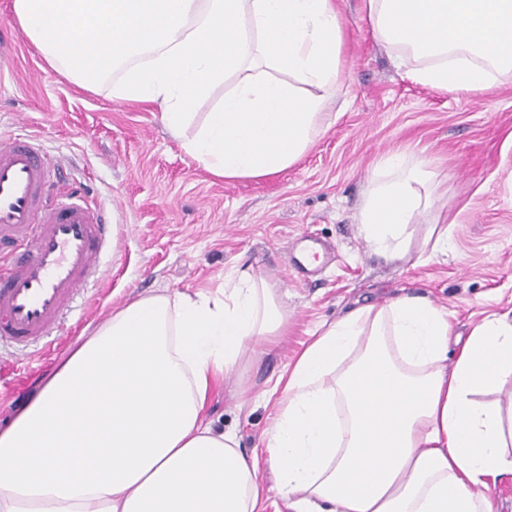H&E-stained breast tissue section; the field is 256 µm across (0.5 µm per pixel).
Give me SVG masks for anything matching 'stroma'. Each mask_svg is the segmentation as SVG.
Wrapping results in <instances>:
<instances>
[{"label": "stroma", "mask_w": 512, "mask_h": 512, "mask_svg": "<svg viewBox=\"0 0 512 512\" xmlns=\"http://www.w3.org/2000/svg\"><path fill=\"white\" fill-rule=\"evenodd\" d=\"M346 42L342 84L328 94L329 128L294 165L271 177L224 181L200 167L153 104L113 99L109 84L87 91L51 70L0 0V136L24 120L70 161L63 173L115 225L120 247L98 271L97 290L78 299L61 335L17 369L0 347V423L59 360L140 295L217 292L225 276L252 269L288 312L285 343L248 367L256 389L295 359L322 323L397 296L444 307L453 336L512 309V73L493 90L440 91L407 78L379 43L363 0H337ZM425 158L439 174L431 208L411 225L408 253L392 259L365 241L359 210L378 160ZM448 249L426 248L429 224ZM331 246L312 273L289 261L304 238ZM273 406L216 389L208 419L237 430L245 451L261 448Z\"/></svg>", "instance_id": "35a3bbf8"}]
</instances>
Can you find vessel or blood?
<instances>
[{
  "label": "vessel or blood",
  "instance_id": "1",
  "mask_svg": "<svg viewBox=\"0 0 512 512\" xmlns=\"http://www.w3.org/2000/svg\"><path fill=\"white\" fill-rule=\"evenodd\" d=\"M41 141L25 127L0 139V342L48 343L95 281L112 227L85 196L52 187Z\"/></svg>",
  "mask_w": 512,
  "mask_h": 512
}]
</instances>
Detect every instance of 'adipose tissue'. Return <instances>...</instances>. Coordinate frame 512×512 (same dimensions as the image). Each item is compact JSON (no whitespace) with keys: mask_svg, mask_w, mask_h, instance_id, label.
Returning <instances> with one entry per match:
<instances>
[{"mask_svg":"<svg viewBox=\"0 0 512 512\" xmlns=\"http://www.w3.org/2000/svg\"><path fill=\"white\" fill-rule=\"evenodd\" d=\"M412 81L493 88L512 71V0H364ZM22 33L78 85L151 103L174 133L235 83L185 152L227 181L276 175L323 129L344 43L333 0H13ZM423 159H381L359 211L370 246L405 256L431 205ZM288 314L242 271L221 295L135 298L0 426V512H263L261 462L289 512H494L512 426L486 397L512 385V310L482 319L456 359L448 313L403 295L320 325L262 392L278 416L260 455L205 420L227 378L279 344Z\"/></svg>","mask_w":512,"mask_h":512,"instance_id":"adipose-tissue-1","label":"adipose tissue"}]
</instances>
